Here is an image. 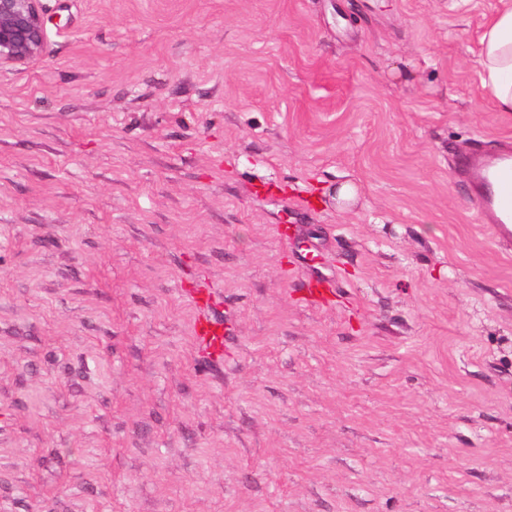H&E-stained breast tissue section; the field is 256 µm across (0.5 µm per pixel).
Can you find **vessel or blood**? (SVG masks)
Returning a JSON list of instances; mask_svg holds the SVG:
<instances>
[{
	"label": "vessel or blood",
	"mask_w": 512,
	"mask_h": 512,
	"mask_svg": "<svg viewBox=\"0 0 512 512\" xmlns=\"http://www.w3.org/2000/svg\"><path fill=\"white\" fill-rule=\"evenodd\" d=\"M470 184L480 208L479 219L493 243L502 249L512 248V149L505 147L492 157L473 153L465 162ZM194 337L207 349L224 348V326L207 312H200Z\"/></svg>",
	"instance_id": "obj_1"
}]
</instances>
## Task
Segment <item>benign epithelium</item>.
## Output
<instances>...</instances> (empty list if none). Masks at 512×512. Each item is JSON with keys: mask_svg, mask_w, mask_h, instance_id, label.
<instances>
[{"mask_svg": "<svg viewBox=\"0 0 512 512\" xmlns=\"http://www.w3.org/2000/svg\"><path fill=\"white\" fill-rule=\"evenodd\" d=\"M45 40L40 0H0V69L35 62Z\"/></svg>", "mask_w": 512, "mask_h": 512, "instance_id": "7a95c632", "label": "benign epithelium"}]
</instances>
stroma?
Listing matches in <instances>:
<instances>
[{"instance_id":"35a3bbf8","label":"stroma","mask_w":512,"mask_h":512,"mask_svg":"<svg viewBox=\"0 0 512 512\" xmlns=\"http://www.w3.org/2000/svg\"><path fill=\"white\" fill-rule=\"evenodd\" d=\"M41 5L0 70V512H512V251L460 173L512 137L498 0ZM500 3L481 39L479 65L497 111L512 114V1ZM195 305L200 310L194 325V337L198 343L213 352L224 349V326L222 322L212 319L205 310L203 301L194 297Z\"/></svg>"}]
</instances>
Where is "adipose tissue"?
Returning <instances> with one entry per match:
<instances>
[{"mask_svg": "<svg viewBox=\"0 0 512 512\" xmlns=\"http://www.w3.org/2000/svg\"><path fill=\"white\" fill-rule=\"evenodd\" d=\"M500 3L481 39L479 65L497 111L512 114V0Z\"/></svg>", "mask_w": 512, "mask_h": 512, "instance_id": "adipose-tissue-1", "label": "adipose tissue"}]
</instances>
